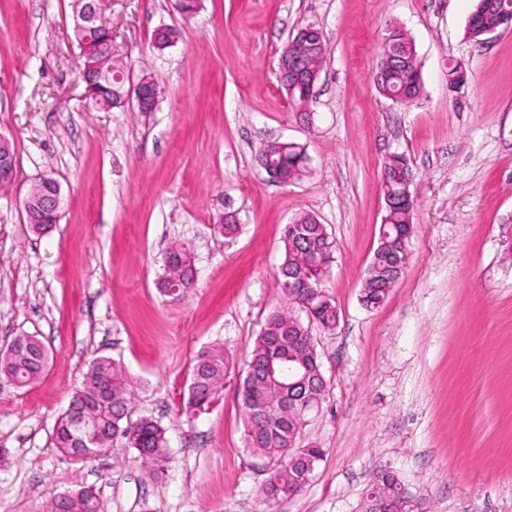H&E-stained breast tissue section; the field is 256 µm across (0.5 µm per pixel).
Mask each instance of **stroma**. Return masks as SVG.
<instances>
[{"label":"stroma","instance_id":"obj_1","mask_svg":"<svg viewBox=\"0 0 512 512\" xmlns=\"http://www.w3.org/2000/svg\"><path fill=\"white\" fill-rule=\"evenodd\" d=\"M70 0H0V136L16 175L0 190V346L39 336L50 352L24 390L0 382V512H51L94 488L100 512H357L385 472L428 512H512V30L468 37L476 0H112V41L158 85L150 112L89 105ZM415 44L422 91L396 103L374 87L381 38ZM326 56L306 109L278 80L299 29ZM161 27L179 31L165 50ZM467 84L448 88L449 64ZM304 148L308 173L273 182L259 151ZM406 156L416 199L410 258L387 301H359L384 215L383 161ZM64 196L37 235L22 202L41 177ZM233 211L238 230L219 224ZM309 214L336 243L323 282L340 311L314 329L327 392L299 439L325 454L299 495L266 506L274 466L246 445L234 379L210 409L186 408L196 354L223 344L242 370L267 314L285 224ZM191 246L182 299L156 282L166 250ZM122 362L134 417L166 431L158 474L125 441L80 461L51 437L89 363Z\"/></svg>","mask_w":512,"mask_h":512}]
</instances>
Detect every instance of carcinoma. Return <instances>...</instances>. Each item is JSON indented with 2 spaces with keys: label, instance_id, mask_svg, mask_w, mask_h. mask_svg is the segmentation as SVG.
Instances as JSON below:
<instances>
[{
  "label": "carcinoma",
  "instance_id": "1",
  "mask_svg": "<svg viewBox=\"0 0 512 512\" xmlns=\"http://www.w3.org/2000/svg\"><path fill=\"white\" fill-rule=\"evenodd\" d=\"M508 0H476L469 19L467 33L478 40L481 31L501 30L508 25ZM97 42L92 31L74 30L70 39L82 48L83 68H102L99 87L90 96L99 109H122V84L115 81L116 73L129 64V58L118 51L112 60L103 62V54L89 47L85 39ZM294 56L301 61V70L294 78L288 93L292 105H307L312 92L309 78L311 71L320 70L325 57L321 33L314 27L301 29L288 41V48L280 58ZM376 89L390 98L410 102L421 92V75L413 42L399 28L387 30L382 52L374 76ZM260 161L265 171L275 170L280 182L288 184L300 179L306 172L305 151L295 143L273 141L261 152ZM411 170L406 158L393 155L382 166L380 190L383 198L392 201V208L385 210L386 235L379 242L362 283L360 301L367 308H377L388 298L392 288L403 273V268L393 266V257H406L410 238L408 224L413 222L414 206L406 204L403 192ZM283 259L279 266L280 279L289 284L281 289L283 305L266 317L253 350L238 396L246 420L253 428L246 433L251 452L276 464L272 480L262 490L264 500L274 504L298 494L306 486L308 470L317 465L324 455L323 449L310 444L295 449L297 460L284 462L288 456V441L297 438L308 416L307 409L322 404L326 395L325 385L317 377L321 363L310 338V325L332 330L339 322L335 301L329 295L312 299L314 290H322V283L330 271V257L334 256L335 241L325 225L310 215L297 217L285 226L281 237ZM195 283L193 259L179 243L173 244L165 255L164 273L158 289L172 300L181 299ZM310 304V313L302 320L298 315L300 303ZM287 357L304 360L302 372L309 377L306 391L307 408L288 409V404L271 397L264 368L273 358ZM48 361V349L34 337L17 336L13 344L0 349V379H5L18 389L36 382ZM229 371V359L224 346L218 344L200 351L194 359L188 386L187 408L201 412L209 407L224 388ZM134 382L124 365L108 356L91 361L82 387L74 392L65 412L57 419L52 443L71 458H83L109 448L121 437L135 448L143 465L154 474L168 455L164 429L149 418L131 419L134 404ZM385 499L391 503L392 512H425L423 499L412 495L401 481L387 473L369 484L363 491L359 512H371L372 503ZM99 512V502L94 489L84 487L71 492L66 501L56 497L53 512Z\"/></svg>",
  "mask_w": 512,
  "mask_h": 512
}]
</instances>
